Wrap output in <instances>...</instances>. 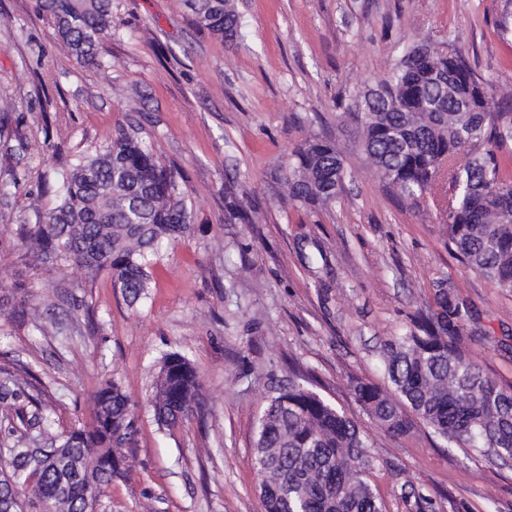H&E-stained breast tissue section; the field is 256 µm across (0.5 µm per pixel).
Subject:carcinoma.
<instances>
[{
    "label": "carcinoma",
    "mask_w": 512,
    "mask_h": 512,
    "mask_svg": "<svg viewBox=\"0 0 512 512\" xmlns=\"http://www.w3.org/2000/svg\"><path fill=\"white\" fill-rule=\"evenodd\" d=\"M195 22L220 39L241 33L229 0H184ZM52 36L76 59L103 65L112 39V0H37ZM488 95L455 48L410 45L362 96L363 149L382 186L416 208L448 184V246L467 268L512 292V108L487 109ZM288 201L327 207L342 186L343 162L329 142L312 138L288 155ZM56 203L36 211L17 235L40 263L66 260L88 274L105 272L129 306L149 298L152 263L170 242L192 232L194 215L180 173L163 164L136 121L119 126L101 150L58 172ZM438 312L416 316L382 353L390 387L358 381L353 395L386 433L401 436L423 421L442 439L489 448L512 459V388L486 378L459 347L467 307L446 292ZM202 385L189 358L164 355L151 399L155 421L172 428L201 413ZM49 405L19 371L0 367V482L25 489L24 507L41 512L66 496L61 512H78L88 495L107 496L127 474L124 450L140 432L137 405L115 380L91 397V422L52 435L49 459L25 463L27 444L49 433ZM370 436L297 377L259 417L254 466L261 512H384L368 480Z\"/></svg>",
    "instance_id": "carcinoma-1"
}]
</instances>
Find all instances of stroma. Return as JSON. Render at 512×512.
Wrapping results in <instances>:
<instances>
[{
  "mask_svg": "<svg viewBox=\"0 0 512 512\" xmlns=\"http://www.w3.org/2000/svg\"><path fill=\"white\" fill-rule=\"evenodd\" d=\"M235 42L199 27L183 0H112L103 66L78 64L52 39L34 0H0V365L28 366L58 433L88 418L101 383L118 380L140 410L128 479L99 512H259L254 427L295 374L371 437L370 483L386 512H512V461L445 442L423 423L394 437L354 399L386 386L380 354L436 310L463 302L460 347L512 386V293L472 272L448 244L439 208L385 190L363 147L358 100L422 39L451 43L489 85L512 93V0H238ZM140 111L155 154L178 168L195 210L190 236L160 259L149 299L128 306L106 274L20 261L18 224L54 205L43 190L78 152L107 146ZM335 144L345 169L334 206L284 200L288 153ZM253 206V220L232 204ZM30 293L19 312L15 281ZM50 318L35 325L33 309ZM181 352L200 374L204 416L159 427L150 404L158 361Z\"/></svg>",
  "mask_w": 512,
  "mask_h": 512,
  "instance_id": "obj_1",
  "label": "stroma"
}]
</instances>
